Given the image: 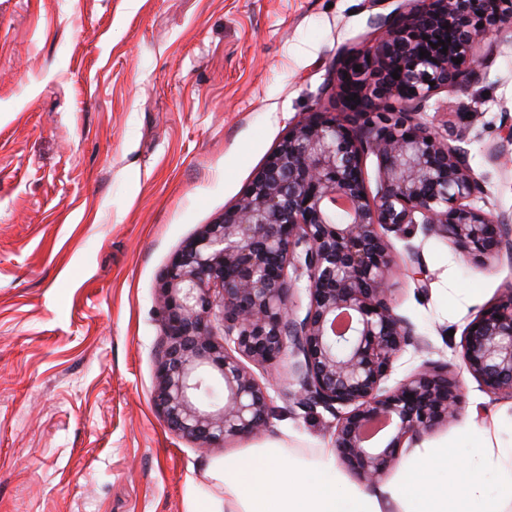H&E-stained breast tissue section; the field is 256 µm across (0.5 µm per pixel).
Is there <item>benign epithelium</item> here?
Listing matches in <instances>:
<instances>
[{"mask_svg":"<svg viewBox=\"0 0 512 512\" xmlns=\"http://www.w3.org/2000/svg\"><path fill=\"white\" fill-rule=\"evenodd\" d=\"M380 28L363 52L336 61L340 109L305 113L238 201L184 242L159 281L164 336L153 401L169 431L200 448L267 430V387L245 362L285 356L297 406L350 408L334 448L369 484L397 464L404 445L459 416L462 382L446 364L425 362L385 386L415 336L389 297L387 233L419 224L466 257L512 261L508 219L472 205L484 188L463 146L466 131L448 122L436 131L419 118L439 91L480 82L477 51L512 28V0H413ZM504 130L488 148L494 161L512 146V124ZM370 155L374 194L364 176ZM409 259L417 291L427 292L420 251L409 250ZM303 279L309 302L301 317ZM460 359L487 391L512 399V287L468 324ZM219 383L222 398L200 396Z\"/></svg>","mask_w":512,"mask_h":512,"instance_id":"obj_1","label":"benign epithelium"}]
</instances>
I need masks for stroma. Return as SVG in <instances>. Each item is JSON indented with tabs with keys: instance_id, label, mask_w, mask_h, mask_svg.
I'll use <instances>...</instances> for the list:
<instances>
[{
	"instance_id": "obj_1",
	"label": "stroma",
	"mask_w": 512,
	"mask_h": 512,
	"mask_svg": "<svg viewBox=\"0 0 512 512\" xmlns=\"http://www.w3.org/2000/svg\"><path fill=\"white\" fill-rule=\"evenodd\" d=\"M408 0H0V512H199L206 472L252 446L172 435L152 394L156 288L172 257L246 191L289 128L330 105L338 55ZM479 84L434 95L421 119L478 111L467 131L476 207L512 216V154L487 143L512 114V29L481 47ZM396 312L425 362L460 365L467 325L512 285L507 259H472L420 226L389 234ZM431 277L419 297L408 250ZM288 363L256 368L289 456L332 450L338 414L289 396ZM512 438V400L465 377L460 418L423 448Z\"/></svg>"
}]
</instances>
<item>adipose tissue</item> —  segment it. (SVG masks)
<instances>
[{
    "instance_id": "1",
    "label": "adipose tissue",
    "mask_w": 512,
    "mask_h": 512,
    "mask_svg": "<svg viewBox=\"0 0 512 512\" xmlns=\"http://www.w3.org/2000/svg\"><path fill=\"white\" fill-rule=\"evenodd\" d=\"M480 458L449 466L448 448H421L395 483L366 491L336 469L332 454L289 458L275 440L213 462L208 476L222 497L206 500L203 512H501L512 497V441L479 438Z\"/></svg>"
}]
</instances>
